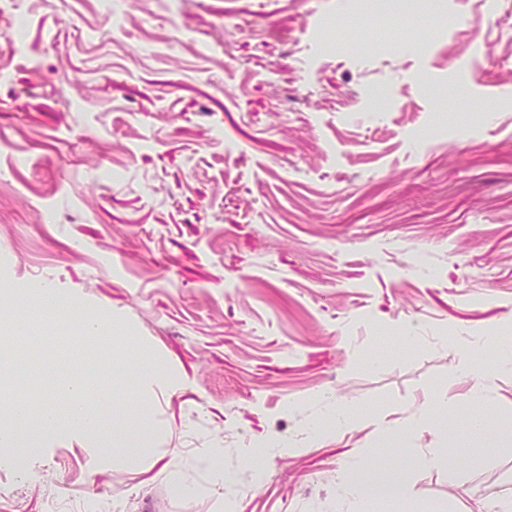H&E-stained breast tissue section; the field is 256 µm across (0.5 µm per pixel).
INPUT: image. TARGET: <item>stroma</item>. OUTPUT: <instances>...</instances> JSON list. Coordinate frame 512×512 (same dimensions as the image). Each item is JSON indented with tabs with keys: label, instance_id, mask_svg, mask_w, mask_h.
<instances>
[{
	"label": "stroma",
	"instance_id": "stroma-1",
	"mask_svg": "<svg viewBox=\"0 0 512 512\" xmlns=\"http://www.w3.org/2000/svg\"><path fill=\"white\" fill-rule=\"evenodd\" d=\"M417 2L0 0V408L47 401L48 292L91 349L49 401L101 421L0 447V512H403L353 465L418 512L512 497V0Z\"/></svg>",
	"mask_w": 512,
	"mask_h": 512
}]
</instances>
